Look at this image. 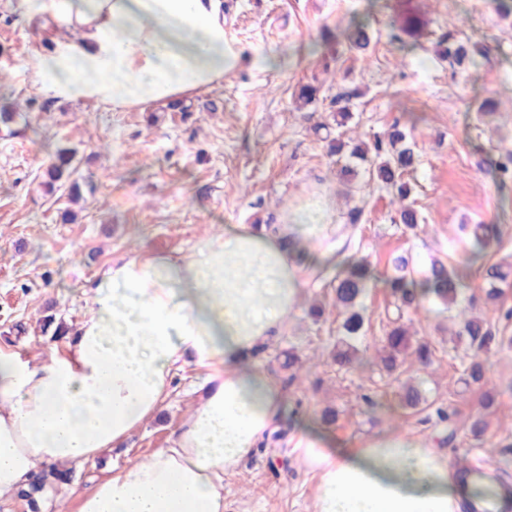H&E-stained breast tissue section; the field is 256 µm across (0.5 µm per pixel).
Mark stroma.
<instances>
[{
    "mask_svg": "<svg viewBox=\"0 0 512 512\" xmlns=\"http://www.w3.org/2000/svg\"><path fill=\"white\" fill-rule=\"evenodd\" d=\"M357 22L371 36L362 53L339 37ZM393 27L403 30L400 42L387 38ZM224 30L242 66L178 105L115 111L93 102L55 104L39 95L27 68L55 29L23 17L20 0H0V109L17 114L0 124V348L33 359L63 351V338L43 331L42 319L75 328L92 302L90 285L113 258L147 250L181 257L230 224L275 228L316 194L329 221L301 236L324 257L301 260L307 288L282 333L252 359L280 382L284 422L225 475L228 512H308L315 477L300 449L309 430L346 446L409 434L452 462L478 457L492 469L512 463V392L483 408L480 390L462 381L466 345L452 336L449 313L433 298L404 317L434 349L429 368L402 375L428 408H403L377 365L394 313L383 283L392 256L409 252L422 266L446 258L460 225L480 220L502 231L486 263H512V190L494 179L500 148L512 149V0H224ZM450 30L488 50L464 78L452 77L438 54V40ZM256 56L271 58L272 66L252 68ZM303 84L321 88L315 114L296 108ZM340 92L354 95L345 139L383 134L396 123L410 127L418 161L404 180L422 216L416 233L394 224L390 193L367 173L342 179L323 133L314 131L329 120V101ZM61 148L78 151L76 200L68 185H43ZM356 206L364 215L352 226L346 216ZM67 210L75 215L69 224L61 221ZM341 249L366 257L375 275L361 298L363 363L347 372L331 358L342 320L332 294ZM321 303L325 314L313 319L309 311ZM291 347L304 361L294 377L282 366ZM205 378L191 366L179 370L160 416L122 447L72 470L71 488L89 490L112 467L167 447ZM328 406L338 412L330 426L320 419ZM443 412L460 424L456 439L448 437ZM474 416L487 423L478 441L465 430Z\"/></svg>",
    "mask_w": 512,
    "mask_h": 512,
    "instance_id": "stroma-1",
    "label": "stroma"
}]
</instances>
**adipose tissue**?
Listing matches in <instances>:
<instances>
[{
  "instance_id": "ef3b65f1",
  "label": "adipose tissue",
  "mask_w": 512,
  "mask_h": 512,
  "mask_svg": "<svg viewBox=\"0 0 512 512\" xmlns=\"http://www.w3.org/2000/svg\"><path fill=\"white\" fill-rule=\"evenodd\" d=\"M58 35L31 69L42 97L115 109L173 102L223 81L242 56L227 41L223 0H22ZM328 221L298 207L275 231L245 224L203 239L187 257H118L66 343L34 361L0 352V501L53 466L79 467L123 445L163 409L176 369L207 388L169 447L113 468L68 512H226L224 476L283 421L277 379L250 360L281 333L307 283L296 234ZM305 455L316 477L310 512H463L446 455L384 435Z\"/></svg>"
}]
</instances>
